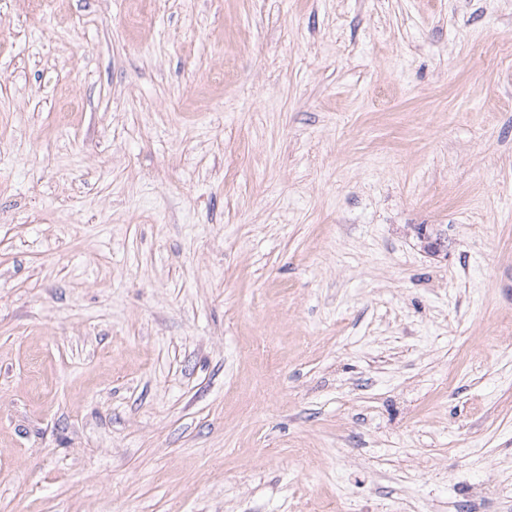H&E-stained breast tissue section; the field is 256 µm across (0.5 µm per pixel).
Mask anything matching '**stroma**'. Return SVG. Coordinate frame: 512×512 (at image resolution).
<instances>
[{"mask_svg": "<svg viewBox=\"0 0 512 512\" xmlns=\"http://www.w3.org/2000/svg\"><path fill=\"white\" fill-rule=\"evenodd\" d=\"M331 507L512 512V0H0V512Z\"/></svg>", "mask_w": 512, "mask_h": 512, "instance_id": "obj_1", "label": "stroma"}]
</instances>
